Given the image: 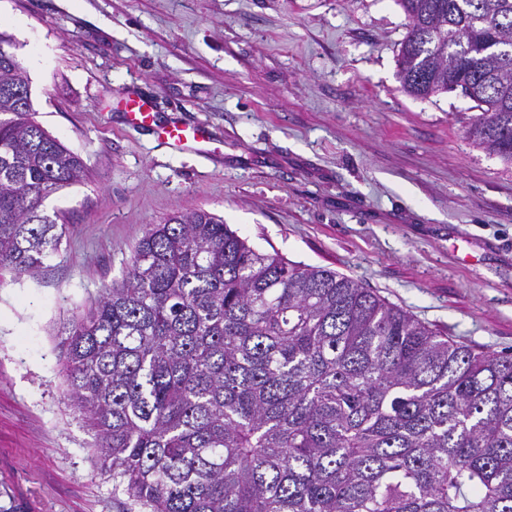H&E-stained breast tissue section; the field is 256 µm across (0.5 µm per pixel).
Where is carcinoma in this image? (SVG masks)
<instances>
[{
	"mask_svg": "<svg viewBox=\"0 0 512 512\" xmlns=\"http://www.w3.org/2000/svg\"><path fill=\"white\" fill-rule=\"evenodd\" d=\"M402 89L459 90L512 164V0H396ZM0 32V271L35 275L82 158L34 119ZM66 395L123 512H512V356L441 336L357 281L203 210L134 247L72 315Z\"/></svg>",
	"mask_w": 512,
	"mask_h": 512,
	"instance_id": "obj_1",
	"label": "carcinoma"
}]
</instances>
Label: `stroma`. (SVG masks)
<instances>
[{
    "instance_id": "35a3bbf8",
    "label": "stroma",
    "mask_w": 512,
    "mask_h": 512,
    "mask_svg": "<svg viewBox=\"0 0 512 512\" xmlns=\"http://www.w3.org/2000/svg\"><path fill=\"white\" fill-rule=\"evenodd\" d=\"M407 25L396 0H0L36 122L86 165L44 203L63 234L39 272L0 273V512H118L60 331L175 212L512 354V165L467 139L472 100L402 90ZM132 82L220 158L127 125Z\"/></svg>"
}]
</instances>
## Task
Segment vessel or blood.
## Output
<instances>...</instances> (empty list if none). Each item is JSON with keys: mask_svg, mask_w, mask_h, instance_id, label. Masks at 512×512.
I'll return each instance as SVG.
<instances>
[{"mask_svg": "<svg viewBox=\"0 0 512 512\" xmlns=\"http://www.w3.org/2000/svg\"><path fill=\"white\" fill-rule=\"evenodd\" d=\"M125 117L131 125L150 129L168 146L202 153L212 150L214 138L207 127L175 120L158 122L152 97L133 86L125 90Z\"/></svg>", "mask_w": 512, "mask_h": 512, "instance_id": "obj_1", "label": "vessel or blood"}]
</instances>
